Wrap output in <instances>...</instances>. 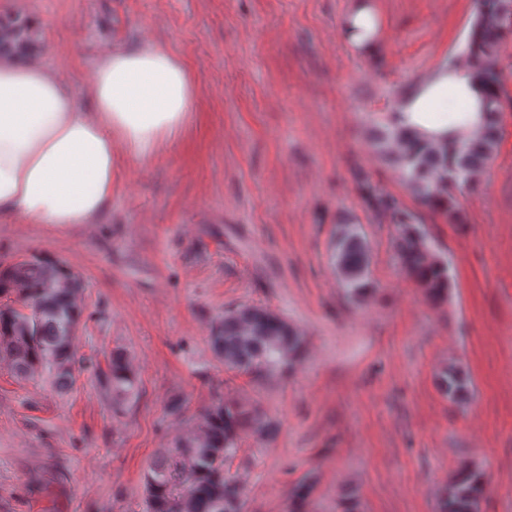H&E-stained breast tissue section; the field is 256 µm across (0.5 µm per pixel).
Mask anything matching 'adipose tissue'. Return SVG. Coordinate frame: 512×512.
Wrapping results in <instances>:
<instances>
[{
  "label": "adipose tissue",
  "instance_id": "obj_1",
  "mask_svg": "<svg viewBox=\"0 0 512 512\" xmlns=\"http://www.w3.org/2000/svg\"><path fill=\"white\" fill-rule=\"evenodd\" d=\"M340 32L357 53H372V7L359 4ZM44 53L39 46L0 57V216L95 224L109 209L121 161L150 162L185 130L197 107L196 79L164 44H115L101 54L83 100L44 63ZM484 98L462 59L398 100V126L436 144L472 139L485 126Z\"/></svg>",
  "mask_w": 512,
  "mask_h": 512
}]
</instances>
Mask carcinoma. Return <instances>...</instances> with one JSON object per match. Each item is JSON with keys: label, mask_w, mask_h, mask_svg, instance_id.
<instances>
[{"label": "carcinoma", "mask_w": 512, "mask_h": 512, "mask_svg": "<svg viewBox=\"0 0 512 512\" xmlns=\"http://www.w3.org/2000/svg\"><path fill=\"white\" fill-rule=\"evenodd\" d=\"M37 30L27 18L0 17V53H23ZM512 37V0H475L474 16L463 49L475 65L476 79L487 89L482 133L451 148L419 143L394 119L376 128L372 146L401 173L406 189L426 208L441 212L446 222L460 224L458 194L474 188L488 168L501 140L500 118L508 97L501 46ZM363 198L395 225L393 249L399 263L424 292L437 298L449 287L448 262L426 241L418 217L397 196L361 181ZM331 261L342 276L347 294L357 296L369 286L370 249L359 226L345 224L333 246ZM80 284L59 260L32 257L0 269V363L20 378L50 376L72 386L82 371L74 353L75 331L81 317ZM213 349L224 366L239 373L276 374L301 357V334L280 316L248 307L224 314L212 328ZM99 382L108 391L127 395L135 380L119 349L106 356ZM468 388L466 376L454 367L441 376L440 390L454 399ZM251 430L266 437L271 424L255 411L218 395L196 417L191 433L176 440L149 465L145 475V512H240L241 488L224 472L235 455L241 435ZM312 485L301 482L288 500V512H300ZM484 480L476 468L462 472L446 494L443 512H477Z\"/></svg>", "instance_id": "obj_1"}]
</instances>
